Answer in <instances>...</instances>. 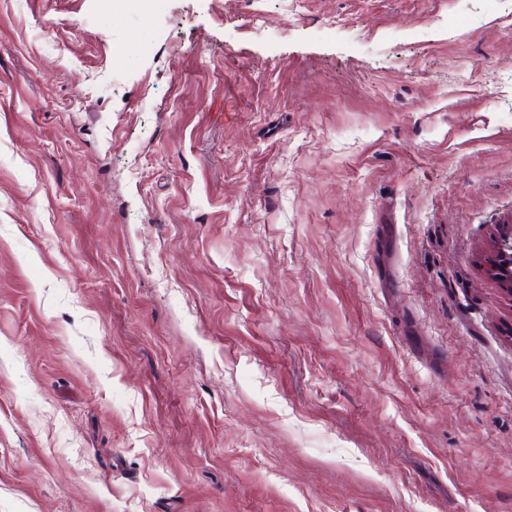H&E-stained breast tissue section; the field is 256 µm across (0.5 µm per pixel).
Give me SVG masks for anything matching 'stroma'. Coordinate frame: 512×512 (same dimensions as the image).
Returning a JSON list of instances; mask_svg holds the SVG:
<instances>
[{
  "label": "stroma",
  "mask_w": 512,
  "mask_h": 512,
  "mask_svg": "<svg viewBox=\"0 0 512 512\" xmlns=\"http://www.w3.org/2000/svg\"><path fill=\"white\" fill-rule=\"evenodd\" d=\"M167 10L0 0V512H512V0ZM483 268L490 279L512 295V224H500L495 229Z\"/></svg>",
  "instance_id": "1"
}]
</instances>
